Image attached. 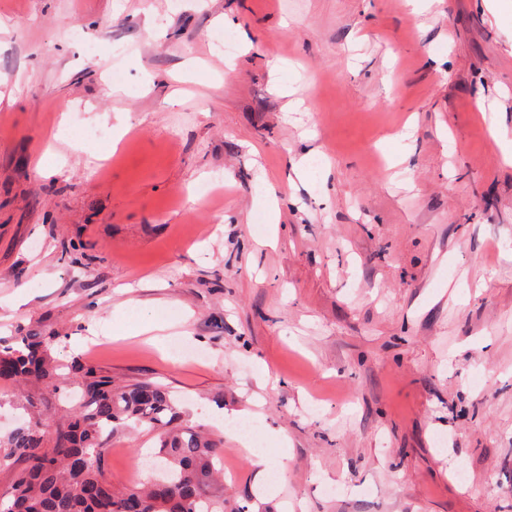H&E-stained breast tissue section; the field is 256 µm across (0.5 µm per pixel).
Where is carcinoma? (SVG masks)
Returning a JSON list of instances; mask_svg holds the SVG:
<instances>
[{
	"label": "carcinoma",
	"mask_w": 512,
	"mask_h": 512,
	"mask_svg": "<svg viewBox=\"0 0 512 512\" xmlns=\"http://www.w3.org/2000/svg\"><path fill=\"white\" fill-rule=\"evenodd\" d=\"M57 337L27 332L0 344V382L16 387L34 378L61 392L76 384L77 401L52 425L34 416L0 437V466L20 461L12 485L0 492V512H224L212 493L223 441L178 423L179 411L161 384L114 385L112 378L76 363L64 379L51 354ZM147 426L159 439L163 476L117 490L105 479L103 436Z\"/></svg>",
	"instance_id": "carcinoma-1"
}]
</instances>
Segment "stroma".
<instances>
[{"label":"stroma","mask_w":512,"mask_h":512,"mask_svg":"<svg viewBox=\"0 0 512 512\" xmlns=\"http://www.w3.org/2000/svg\"><path fill=\"white\" fill-rule=\"evenodd\" d=\"M510 142L490 0H0V340L166 385L224 512H512Z\"/></svg>","instance_id":"obj_1"}]
</instances>
